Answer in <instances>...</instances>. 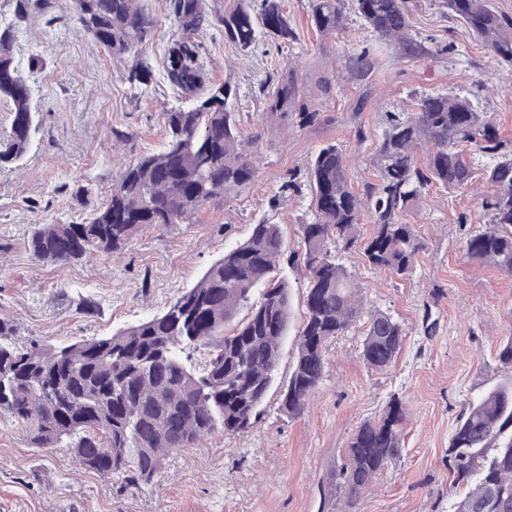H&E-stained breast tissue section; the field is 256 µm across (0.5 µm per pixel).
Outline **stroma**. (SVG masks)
Returning <instances> with one entry per match:
<instances>
[{
  "label": "stroma",
  "mask_w": 512,
  "mask_h": 512,
  "mask_svg": "<svg viewBox=\"0 0 512 512\" xmlns=\"http://www.w3.org/2000/svg\"><path fill=\"white\" fill-rule=\"evenodd\" d=\"M20 1L0 0V28L15 32L12 53L31 87L36 129L25 155L0 167V316L15 324L21 345L104 336L157 314L258 220L281 225L296 245L310 208L314 152L343 145L354 158L348 178L363 189L378 178L371 159L386 113L415 111L423 94L477 101L502 139L512 140V71L440 0H405L418 55L379 41L351 0L343 5L344 30L333 37L312 26L309 0H284L295 41L264 36L244 50L225 40L220 24L239 0H206L208 24L195 36L200 59L209 80L236 95L242 136L255 140V181L207 203L193 223L141 231L119 257L46 264L27 247L34 226L85 222L122 165L163 147L164 114L180 97L161 74L182 31L168 0H146L157 26L140 59L154 77L139 89L129 80L130 62L80 32L75 0H28L24 14ZM456 46L465 57L453 54ZM288 69L300 86L296 108L316 113L312 123L265 112ZM290 179L295 190L280 193ZM487 191L479 180L467 191L435 186L422 196L406 216L422 244L410 276L370 268L357 248L344 256L367 308L392 314L408 332L392 367L366 364L363 329L354 327L328 342L324 379L303 414H281L271 390L249 433L215 431L169 456L139 489L80 468L67 449L33 447L23 428L0 419V512H318L320 491L355 432L395 395L407 406L404 448L357 512H448L456 492L448 441L468 401L504 375L496 349L512 336V276L462 255L466 232L488 221Z\"/></svg>",
  "instance_id": "35a3bbf8"
}]
</instances>
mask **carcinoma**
Here are the masks:
<instances>
[{
	"label": "carcinoma",
	"mask_w": 512,
	"mask_h": 512,
	"mask_svg": "<svg viewBox=\"0 0 512 512\" xmlns=\"http://www.w3.org/2000/svg\"><path fill=\"white\" fill-rule=\"evenodd\" d=\"M173 21L193 34L206 21L204 0H169ZM501 63L512 66V16L489 0H445ZM316 31L343 28L340 0H311ZM355 13L381 40L407 46L404 0H354ZM86 36L133 57L130 80L149 83L138 62L156 20L140 0H77ZM224 39L243 49L259 34L290 43L296 34L281 0H261L259 13L239 5L220 19ZM11 28L0 29V98L13 120L0 138V165L20 159L35 130L31 90L12 55ZM167 81L189 95L186 107L165 113L161 150L136 156L119 172L104 205L82 224H39L28 238L34 259L70 264L96 253L115 255L149 226L182 224L208 202L237 195L255 180L257 165L243 144L229 90L207 80L200 45L174 41L164 59ZM299 96L285 72L266 111L282 121ZM374 155L377 182L357 191L347 157L331 142L312 156L308 183L311 218L299 225L295 249L286 250L278 224L262 220L249 237L224 251L201 279L180 291L160 313L106 336L63 345L20 347L16 329L0 318V418L23 427L34 447L68 448L85 469L117 476L140 488L152 482L169 454L190 448L216 430L250 431L274 386L290 325V288L272 277L285 264L306 275L305 315L297 331V358L281 390L280 411L300 415L325 373L324 346L363 315L364 301L345 253L357 246L364 219L373 233L363 246L369 267L406 277L421 249L416 225L405 215L431 186L465 190L482 169L490 188L482 199L489 221L463 239L465 258L512 275V142L473 102L457 93L422 96L418 111L386 113ZM478 147L465 159L461 146ZM247 309L237 319L240 309ZM361 356L392 366L406 337L402 323L382 310L368 313ZM203 352L194 361L186 350ZM406 407L392 396L385 414L362 424L328 488L353 509L374 480L401 454ZM448 467L461 487L448 512H512V375L468 403L448 445Z\"/></svg>",
	"instance_id": "cac0c4a2"
}]
</instances>
